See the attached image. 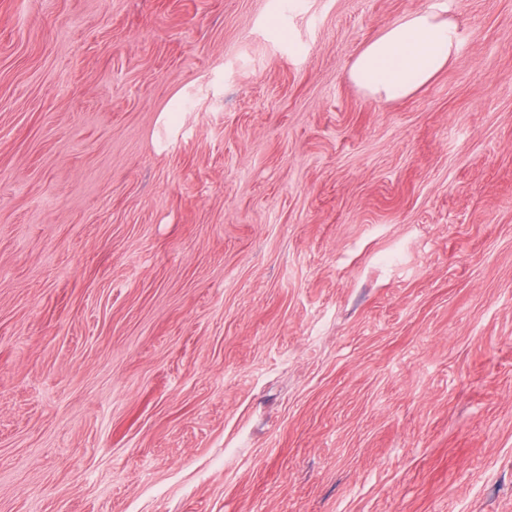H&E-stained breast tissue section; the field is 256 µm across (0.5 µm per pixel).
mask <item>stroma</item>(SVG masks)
<instances>
[{
  "label": "stroma",
  "mask_w": 512,
  "mask_h": 512,
  "mask_svg": "<svg viewBox=\"0 0 512 512\" xmlns=\"http://www.w3.org/2000/svg\"><path fill=\"white\" fill-rule=\"evenodd\" d=\"M0 512H512V0H0ZM456 52V26L430 7L384 27L351 62L349 76L372 97L398 100L426 85Z\"/></svg>",
  "instance_id": "35a3bbf8"
}]
</instances>
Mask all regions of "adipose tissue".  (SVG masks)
<instances>
[{
  "instance_id": "ef3b65f1",
  "label": "adipose tissue",
  "mask_w": 512,
  "mask_h": 512,
  "mask_svg": "<svg viewBox=\"0 0 512 512\" xmlns=\"http://www.w3.org/2000/svg\"><path fill=\"white\" fill-rule=\"evenodd\" d=\"M456 52L455 25L426 8L384 27L351 62L349 76L372 97L398 100L426 85Z\"/></svg>"
}]
</instances>
